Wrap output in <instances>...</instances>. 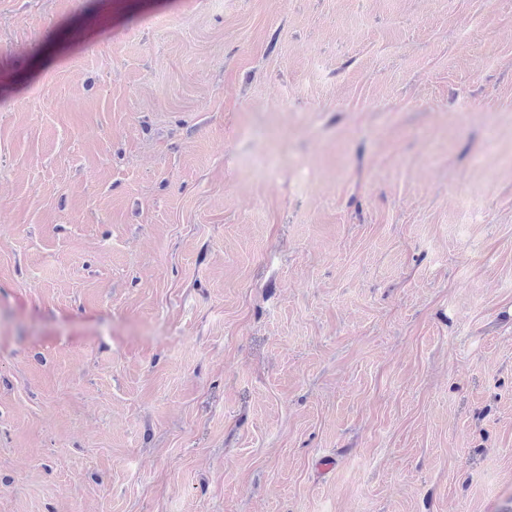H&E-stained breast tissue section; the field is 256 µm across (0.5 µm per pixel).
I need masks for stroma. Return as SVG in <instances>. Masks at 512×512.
<instances>
[{
  "label": "stroma",
  "mask_w": 512,
  "mask_h": 512,
  "mask_svg": "<svg viewBox=\"0 0 512 512\" xmlns=\"http://www.w3.org/2000/svg\"><path fill=\"white\" fill-rule=\"evenodd\" d=\"M0 512H512V0H0Z\"/></svg>",
  "instance_id": "stroma-1"
}]
</instances>
